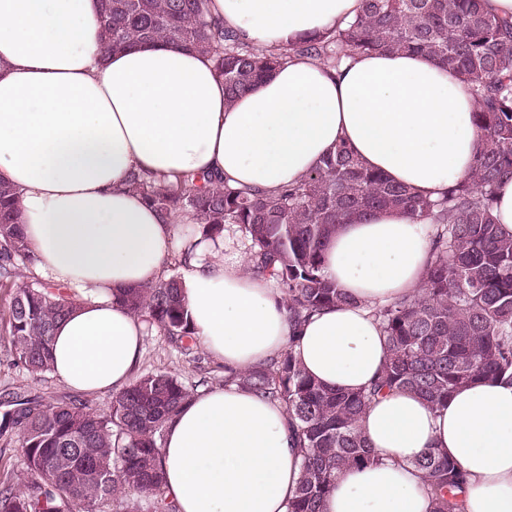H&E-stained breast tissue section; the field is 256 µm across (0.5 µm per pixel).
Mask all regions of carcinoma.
Returning a JSON list of instances; mask_svg holds the SVG:
<instances>
[{
  "label": "carcinoma",
  "mask_w": 512,
  "mask_h": 512,
  "mask_svg": "<svg viewBox=\"0 0 512 512\" xmlns=\"http://www.w3.org/2000/svg\"><path fill=\"white\" fill-rule=\"evenodd\" d=\"M359 15L328 35L260 49L240 40L209 11V0H102L101 40L108 52L162 41L209 56L224 79L225 101L255 88L292 53L326 69L368 52L425 53L474 90V119L485 147L468 177L436 200L365 168L344 142L301 181L266 193L211 174L157 185L153 173L132 171L125 188L165 215L182 216L200 242L241 233L249 269L280 289L289 342L315 313L355 299L327 278L323 253L354 214L400 209L432 225L424 293L379 305L373 315L385 336L386 360L361 391L328 388L304 372L292 349L224 383L256 392L285 410L294 447L303 449L300 480L287 512H323L339 472L378 461L361 431L371 402L407 391L432 405L478 380L512 383V233L493 212L496 186L512 177V19L487 11L483 0H362ZM19 195L0 179V284L20 279L7 312L15 364L38 378L52 371L56 326L73 310L61 286L34 275L36 257L18 222ZM127 310L171 342L192 351L181 276L122 296ZM192 392L174 374L154 370L112 394L104 409L65 396L51 401L5 391L0 435L16 432L27 479L0 488V512H134L135 498H153V512H177L163 497L160 448L167 422ZM424 472L432 512H461L463 473L429 451L415 460Z\"/></svg>",
  "instance_id": "obj_1"
}]
</instances>
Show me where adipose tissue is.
Wrapping results in <instances>:
<instances>
[{
    "label": "adipose tissue",
    "instance_id": "ef3b65f1",
    "mask_svg": "<svg viewBox=\"0 0 512 512\" xmlns=\"http://www.w3.org/2000/svg\"><path fill=\"white\" fill-rule=\"evenodd\" d=\"M241 40L282 47L344 25L361 0H212ZM101 0H0V178L19 193L35 272L66 287L53 373L80 393L128 386L145 326L118 296L185 257L195 337L226 368L251 369L288 345L279 289L248 271L225 236L191 247L180 219L124 186L128 172L174 183L216 173L273 192L297 183L338 142L362 165L437 198L471 171L482 141L471 87L423 53H370L334 70L294 56L224 104L212 61L142 45L105 52ZM429 227L400 210L355 217L325 249L324 272L355 305L323 310L292 344L325 386L357 391L386 356L374 306L422 293ZM362 431L378 461L337 477L326 512H430L414 462L434 451L464 477L463 512H512V386L476 382L432 406L408 392L376 397ZM165 496L178 512H287L300 479L283 408L234 385L194 395L168 422Z\"/></svg>",
    "mask_w": 512,
    "mask_h": 512
}]
</instances>
